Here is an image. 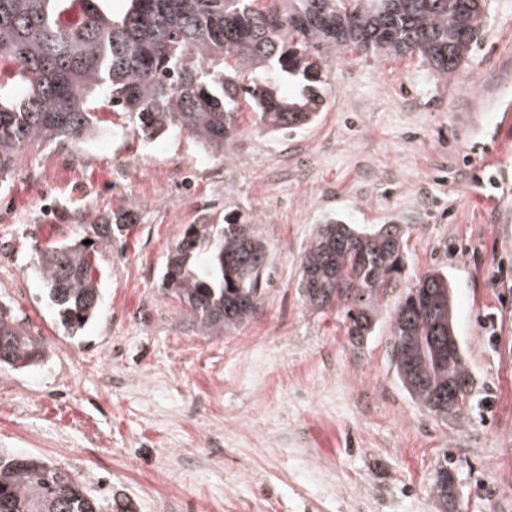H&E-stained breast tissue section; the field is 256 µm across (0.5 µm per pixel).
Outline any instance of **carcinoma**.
<instances>
[{"label": "carcinoma", "instance_id": "cac0c4a2", "mask_svg": "<svg viewBox=\"0 0 512 512\" xmlns=\"http://www.w3.org/2000/svg\"><path fill=\"white\" fill-rule=\"evenodd\" d=\"M0 0V175L33 145L90 136L109 112L144 142L185 133L224 154L244 107L274 132L300 130L323 110L329 53L351 46L377 57L415 55L440 77L455 74L484 25V0ZM296 91L288 93L284 84ZM229 212L222 224H189L167 251L163 284L206 334L247 321L263 299L266 245L255 224ZM126 216L77 218L78 238L35 246L44 296L76 339L101 304V262ZM90 244H84V241ZM396 224L318 225L300 258L299 294L315 309L343 308L352 340L370 336L405 268ZM394 369L431 416L459 420L469 379L448 359L454 302L434 269L401 293L390 315ZM0 367L44 358L42 340L0 302ZM448 457L432 491L453 497ZM0 512H129L29 453L0 457Z\"/></svg>", "mask_w": 512, "mask_h": 512}]
</instances>
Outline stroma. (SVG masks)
<instances>
[{
  "label": "stroma",
  "mask_w": 512,
  "mask_h": 512,
  "mask_svg": "<svg viewBox=\"0 0 512 512\" xmlns=\"http://www.w3.org/2000/svg\"><path fill=\"white\" fill-rule=\"evenodd\" d=\"M448 78L416 57L337 49L318 121L270 134L243 112L223 155L152 143L117 116L75 144L32 147L0 186V300L48 349L0 367V450L50 460L132 512H512V0H488ZM236 209L270 263L244 324L203 335L162 288L187 225ZM130 227L104 256L100 312L80 340L48 308L33 247L75 238L79 213ZM398 224L407 284L447 270L473 380L444 423L394 371L389 317L352 344L336 308L303 305L317 225ZM456 496L431 490L442 457Z\"/></svg>",
  "instance_id": "35a3bbf8"
}]
</instances>
